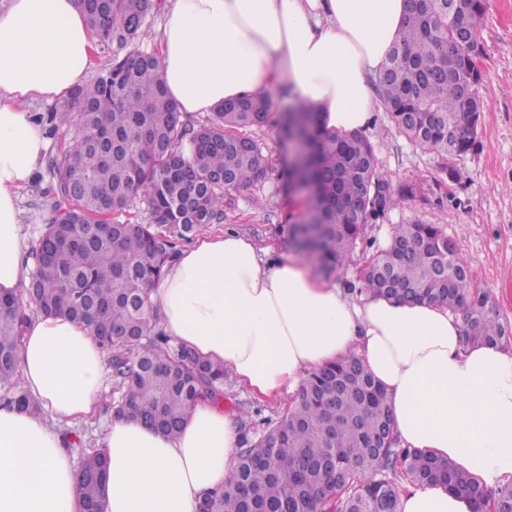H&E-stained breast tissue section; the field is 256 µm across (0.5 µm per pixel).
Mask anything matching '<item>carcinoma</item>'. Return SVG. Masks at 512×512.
<instances>
[{
	"label": "carcinoma",
	"instance_id": "carcinoma-1",
	"mask_svg": "<svg viewBox=\"0 0 512 512\" xmlns=\"http://www.w3.org/2000/svg\"><path fill=\"white\" fill-rule=\"evenodd\" d=\"M453 2L450 11L448 0H409L375 80L399 133L443 160L474 150L483 112L484 3ZM79 3L98 41L112 46V65L38 117L54 129L75 128V146L48 160L53 193L69 207L40 227L22 296H0V403L39 410L18 372L30 303L91 327L112 376L105 412L173 436L196 403L224 396L226 371L151 325L149 285L175 260L178 242L224 223L232 193L266 177L268 160L252 130L268 122L272 104L260 95L229 101L207 123L187 127L166 95L158 57L140 49L157 0ZM285 124L298 130L305 154L304 175L291 171L292 184L320 211L303 253L329 276L363 244L364 226L384 221L411 189L380 175L377 148L363 132L328 129L304 104ZM137 200L153 223L115 219ZM358 292L446 305L461 315L467 341L512 343L470 263L435 224L396 225ZM262 412L258 405L241 411L231 473L198 512H397L398 472L512 512V481L485 489L446 460L399 447L387 397L354 354L309 373L277 418ZM78 447L82 512H103V449L81 440Z\"/></svg>",
	"mask_w": 512,
	"mask_h": 512
}]
</instances>
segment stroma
<instances>
[{
  "instance_id": "stroma-1",
  "label": "stroma",
  "mask_w": 512,
  "mask_h": 512,
  "mask_svg": "<svg viewBox=\"0 0 512 512\" xmlns=\"http://www.w3.org/2000/svg\"><path fill=\"white\" fill-rule=\"evenodd\" d=\"M481 40L485 109L478 145L448 160L450 167L462 172V179L442 174L437 157L410 143L382 107H375L366 135L378 149L379 172L394 186L411 187L413 193L383 223L366 226V247L357 248L329 281L341 287L357 284L373 245L383 244L395 225L420 220L438 225L458 244L471 263L475 284L494 298L502 322L512 325V0H486ZM296 102V95L283 93L273 101L268 123L254 130L269 173L261 183L234 194L223 228L249 238L257 248L274 247L276 256L311 272L314 263L294 248L289 233L300 209L289 176L294 146L284 136L282 117ZM51 184L48 168H40L23 195V219L31 230L54 214Z\"/></svg>"
}]
</instances>
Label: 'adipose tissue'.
Instances as JSON below:
<instances>
[{
	"label": "adipose tissue",
	"instance_id": "obj_1",
	"mask_svg": "<svg viewBox=\"0 0 512 512\" xmlns=\"http://www.w3.org/2000/svg\"><path fill=\"white\" fill-rule=\"evenodd\" d=\"M407 0H164L155 40L169 98L211 113L289 84L327 128L371 127L372 79ZM91 31L77 0H0V293L29 280L23 191L49 142L27 107L89 83ZM167 335L223 365L260 400L294 397L306 372L358 356L384 390L401 447L446 459L482 487L512 481V351L468 343L459 316L427 303L363 295L272 258L232 232H204L154 286ZM36 413L0 406V512H79L76 462L61 429L101 423L104 512H196L221 487L239 439L235 414L196 404L180 433L101 420L107 362L90 328L29 320L19 360ZM441 485H407L398 512H474Z\"/></svg>",
	"mask_w": 512,
	"mask_h": 512
}]
</instances>
